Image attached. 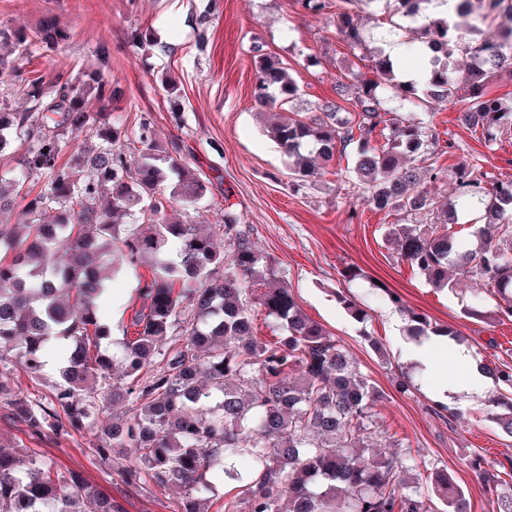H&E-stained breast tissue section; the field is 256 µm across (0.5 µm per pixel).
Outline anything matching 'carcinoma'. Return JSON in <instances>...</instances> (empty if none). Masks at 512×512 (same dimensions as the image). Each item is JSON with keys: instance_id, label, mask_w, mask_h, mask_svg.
Wrapping results in <instances>:
<instances>
[{"instance_id": "obj_1", "label": "carcinoma", "mask_w": 512, "mask_h": 512, "mask_svg": "<svg viewBox=\"0 0 512 512\" xmlns=\"http://www.w3.org/2000/svg\"><path fill=\"white\" fill-rule=\"evenodd\" d=\"M372 0H292V8L336 21L354 50L367 49L356 5ZM395 3L391 26L414 39L408 49L432 56L427 73L399 79L389 58L379 54L382 80L360 77L353 84L352 110L325 101L302 119L290 113L265 128L288 156L296 181L319 175L325 163L354 148L352 181L379 211H398L407 223L394 224L389 238L400 258L436 289L453 283L452 273L470 278L476 307L486 295L512 313V180H501L472 161H461L452 178L462 197L486 205L487 220L472 231L480 243L464 247L452 231L456 203L444 204L446 219L422 223L437 198L428 186L443 179L428 163V145L438 143L432 123L399 120L428 97L461 105L457 120L488 143L512 139V101L486 90L491 74L512 67V28L495 41L479 40L476 27L462 31L454 20L433 19V0ZM63 34L54 24L32 36L0 29L11 51L54 49ZM253 105L284 108L299 86L277 57L252 46ZM27 112H0V146L12 137L29 141L20 165L47 176L25 205L30 221L23 234L0 225V241L12 253L0 257V412L31 433L59 438L100 426L89 450L109 462L129 486L180 491L174 512H210L212 475L220 470L236 495L224 512H470L465 494L447 474L436 483L435 499L401 478L405 462L382 456L369 443L378 401L370 379L354 366L348 350L301 310L282 283L270 257L243 228L241 217L224 209L218 230L224 248L198 231L189 215L207 186L186 172L182 159L155 146L148 127L140 147L116 152L122 131L108 112H93L89 98L114 95L101 77L75 87L58 76L45 83L24 79ZM89 129L92 147L77 145L84 177L59 163L66 134ZM126 217L130 224L120 223ZM118 252L131 264L150 258L152 277L140 288L133 309L134 335L108 355L109 336L100 309L103 282L97 261L112 263ZM338 300L356 321L367 311L343 294ZM192 315L185 316L184 306ZM264 310L273 339L258 334L255 308ZM405 333L415 343L429 336L451 340L458 328L437 326L403 310ZM59 345L64 363L54 392L36 399L1 375L16 366L38 377L45 349ZM123 378L111 382L112 368ZM501 388L488 400L501 409L493 422L512 437V366L487 368ZM241 455L253 459L242 474ZM493 488L512 481L474 466ZM0 512H121L112 495L81 473L62 470L39 452L0 443Z\"/></svg>"}]
</instances>
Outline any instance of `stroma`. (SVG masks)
I'll return each instance as SVG.
<instances>
[{
  "label": "stroma",
  "mask_w": 512,
  "mask_h": 512,
  "mask_svg": "<svg viewBox=\"0 0 512 512\" xmlns=\"http://www.w3.org/2000/svg\"><path fill=\"white\" fill-rule=\"evenodd\" d=\"M0 0V28L33 33L54 21L65 39L56 51L11 55L15 75L0 77V106L15 112L27 107L18 78L52 81L64 75L79 84L99 75L118 87L106 109L128 137L149 125L153 139L177 153L208 187L198 208L205 229L219 224L232 208L247 224L252 240L275 262L279 277L292 290L302 311L344 345L360 371L382 396L376 408L374 442L386 452L413 459L423 493H431L437 474L447 473L463 489L471 512H504L512 491H490L470 467L484 458L495 467L512 464V437L489 419L487 397L448 400L450 414H435L430 381L400 392L402 372L413 371L412 344L404 319L387 298L440 324L460 329L475 362L512 365V316L499 311L495 297L483 301L485 317H465L471 282L459 278L455 289L432 288L402 261L387 233L403 223L397 212L373 209L361 189L341 178L343 159L334 160L316 181L295 187L288 161L261 131L252 106L255 67L250 47L261 42L279 57L300 87L293 111L305 113L336 97V86L372 74L374 52L396 49L402 72L425 68L423 56L410 54L402 39L383 37V13L360 12L371 52L351 50L327 19L295 13L292 0ZM147 34L145 44L134 33ZM178 81L177 100L164 92L161 74ZM420 117L431 118L439 142L429 156L445 173L439 199L455 196L450 172L459 161H478L499 178L512 179V140L493 145L460 127L447 103H424ZM360 268L361 279L348 282L347 267ZM151 268L125 267L105 282L103 317L121 342L132 309L139 304L141 281ZM352 296L368 312L352 320L337 293ZM95 429L58 439L39 438L0 420V437L22 442L59 468L82 472L90 484L110 493L123 512H172L178 494L124 485L110 464L88 453Z\"/></svg>",
  "instance_id": "obj_1"
}]
</instances>
